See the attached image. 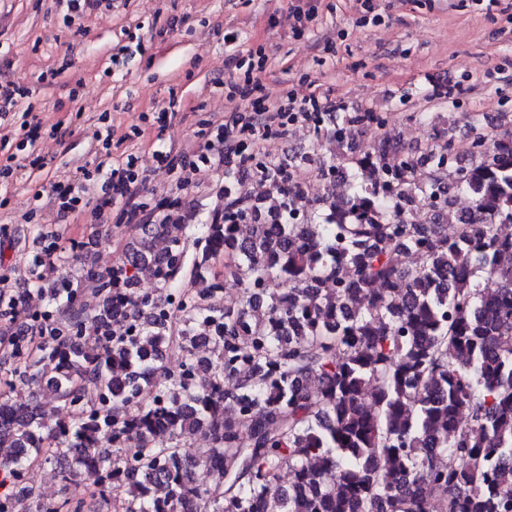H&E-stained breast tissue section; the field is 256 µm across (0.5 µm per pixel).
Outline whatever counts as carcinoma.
Masks as SVG:
<instances>
[{
  "mask_svg": "<svg viewBox=\"0 0 512 512\" xmlns=\"http://www.w3.org/2000/svg\"><path fill=\"white\" fill-rule=\"evenodd\" d=\"M472 148L467 165L449 144L416 162L382 139L349 167L322 161L314 222L292 166L257 161L224 170L223 223L141 224L110 276L63 256L50 279L32 256L48 297L27 314L36 350L0 312L13 341L0 471L21 492L53 464L63 487L28 512H512V131ZM244 174L252 190L238 193ZM422 209L429 223L412 222ZM186 271L205 287H177ZM227 283L241 290L233 307ZM18 384L54 391V427L12 401ZM192 436L207 441L194 454ZM85 472L95 489L75 499L68 484Z\"/></svg>",
  "mask_w": 512,
  "mask_h": 512,
  "instance_id": "1",
  "label": "carcinoma"
}]
</instances>
